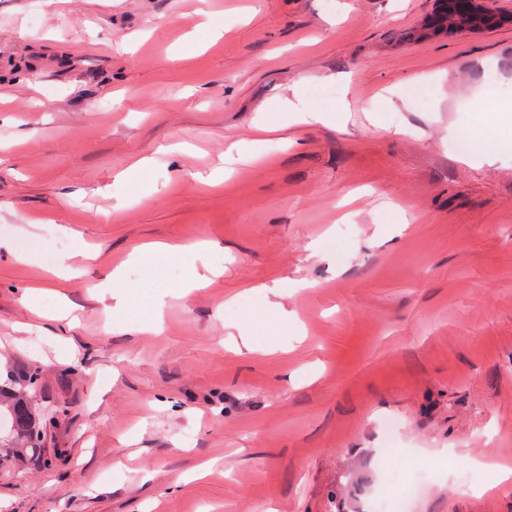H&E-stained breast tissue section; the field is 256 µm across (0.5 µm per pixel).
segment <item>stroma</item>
<instances>
[{
	"mask_svg": "<svg viewBox=\"0 0 512 512\" xmlns=\"http://www.w3.org/2000/svg\"><path fill=\"white\" fill-rule=\"evenodd\" d=\"M434 7L0 0V512H373L389 446L512 512V24ZM476 19L478 22L474 24ZM505 22H512V16L490 15L482 9H480L478 15L474 16L469 13V5H464L462 10H458L448 6V0H437L435 11L424 23L420 38L452 34L466 27L476 29L493 28ZM37 379L35 373L23 378H16L13 374H9L2 382L0 373V433L2 434L4 420H7V437L10 438L6 439L8 443H5V439L2 440L0 435V447L4 448L3 442L7 448H13V454L15 451L17 455H23L24 452L32 456L40 455V422L23 394L25 387L20 383L28 382V385L35 386Z\"/></svg>",
	"mask_w": 512,
	"mask_h": 512,
	"instance_id": "stroma-1",
	"label": "stroma"
}]
</instances>
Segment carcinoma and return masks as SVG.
Returning <instances> with one entry per match:
<instances>
[{"label": "carcinoma", "instance_id": "1", "mask_svg": "<svg viewBox=\"0 0 512 512\" xmlns=\"http://www.w3.org/2000/svg\"><path fill=\"white\" fill-rule=\"evenodd\" d=\"M505 22H512V16H495L483 11L474 16L467 5L458 10L449 6L448 0H436L435 11L424 23L421 37L452 34L466 27L493 28ZM22 381L34 386L37 374L21 379L9 374L6 380L0 381V428L8 425L6 447L18 455L26 452L38 456L41 451L40 422L25 398V389L20 386Z\"/></svg>", "mask_w": 512, "mask_h": 512}]
</instances>
